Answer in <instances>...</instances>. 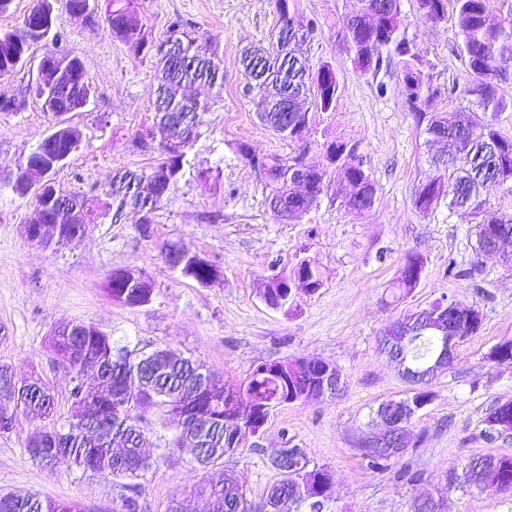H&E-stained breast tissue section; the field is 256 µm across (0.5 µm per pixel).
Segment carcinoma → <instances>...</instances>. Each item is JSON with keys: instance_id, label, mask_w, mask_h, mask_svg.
<instances>
[{"instance_id": "obj_1", "label": "carcinoma", "mask_w": 512, "mask_h": 512, "mask_svg": "<svg viewBox=\"0 0 512 512\" xmlns=\"http://www.w3.org/2000/svg\"><path fill=\"white\" fill-rule=\"evenodd\" d=\"M361 2L362 8L344 24L345 50L355 71L376 74L381 69L383 56H397L404 63L401 81L409 103H416L425 94H434L424 83L414 63L417 56L401 34L400 0ZM415 2L419 15L431 23L442 20L443 14L448 12V3H454V19L463 37L460 52L472 75L464 94L475 97L478 110L460 112L446 127L441 119L429 117L425 132L439 145L440 151L435 157L434 172L415 189L413 203L419 212L426 214L446 196L449 209L473 210L480 217L474 225L477 249L486 253L499 238H512V215L486 211L480 200V190L486 185L512 182V138L502 135L486 119L489 112L503 111L505 101L500 90L512 84V71L505 67L506 62L512 61V18L494 13L490 0ZM59 9L68 13L87 9L89 15H94L92 0H32L29 12L18 26L0 30V77L25 69L27 32L35 31L33 40L39 43L58 40L60 33L54 19ZM106 24L112 37L157 58L156 127L166 131V116L171 113L188 117L187 124L179 131V141L160 144L163 159L151 171L124 170L112 178L109 196L115 205L113 217H119L129 207L140 214L141 223L153 224L161 203L186 175L191 174L215 188L222 185L221 169L197 168L189 159L190 150L201 136V115L211 109L212 103L187 97L180 89L199 82L222 90L223 55L217 41L206 34L185 30L179 20L169 24L167 40L157 45L148 41L129 0H112ZM305 38V33L294 39L280 31L272 50H246L241 56L244 69L254 81L257 116L278 136L291 142L298 141L300 135L295 129L286 128L284 116L296 117L302 124L309 119L312 109L330 110L339 89L338 77L330 66L322 65L313 73L296 56L293 46ZM172 39L184 45L183 56H167L166 45ZM51 57L52 66L29 85L30 94L40 102L55 95L51 112L57 116L83 110V103L93 96V88L82 60L77 55L60 57L53 53ZM285 102L288 103L286 108L283 107ZM81 139V132L72 126L59 127L55 135L43 137L36 151L19 165L22 177L37 183L52 181L51 175L64 162L50 166L45 164L44 156L60 159L72 147L80 146ZM329 148L344 152L335 169L337 177L375 195L374 182L361 164L345 154L346 145L336 142ZM266 164L270 170L269 196L279 199L284 210L305 215L318 206L327 188V170L309 169L303 197L297 199L291 189V161L270 155ZM61 195L62 202L55 201L42 208L43 231L38 244L45 247L59 248L80 241L89 225L103 214L91 196L64 191ZM417 265L425 266V259L420 254H412L400 267L393 282L396 299L409 295L405 280L412 276ZM175 271L204 285L219 271V266L191 254L183 258ZM107 291L112 301L129 308L147 306L155 297L151 280L132 282L117 270L107 277ZM411 317L412 313L408 312L389 322L380 339L381 350L388 355L399 354L406 360L413 375H405L403 379L417 392V397L429 401L433 394V377L424 374V367L437 353L436 339L422 333L400 350L386 346L387 340L396 337ZM48 343L72 374L70 399L79 412L74 422H59L52 389L42 376L36 374L20 382L12 379L9 365L0 364V400L16 414L42 423L33 435L35 450L28 452L29 458L42 467L52 470L58 462L66 460L84 472L90 470L96 475L124 479L128 481L126 488L134 489L132 494L123 497L125 512H143L134 480L151 470L158 458H167L182 448L187 437L193 446L200 447L194 460L203 476L194 487V493L211 501L212 512H270L287 493L293 496L291 503H304L294 491L297 485L294 473L280 471L271 457L268 461L277 470L278 478L257 500L248 497L245 482L224 473V458L238 453L237 449L224 444L226 431L231 427L229 420L237 416L224 414V381L200 360L168 353L161 365L148 367L141 364L138 349L81 321L55 327ZM317 374L315 360L288 368L286 375L267 361L258 364L234 393L258 406L274 405L282 398L287 385L292 387L296 397H303L313 389ZM147 412L165 430V434L158 436L157 447L161 453L157 458L143 451L148 437L141 421ZM483 422L499 433L511 431L512 401L490 404L485 409ZM116 442L123 444L119 452L113 448ZM358 450L373 470L384 472L399 463L401 468L395 472L396 478L410 482L419 479L410 465L402 462L407 452L405 448H383L374 455L363 451L361 446ZM485 460L494 475L512 488V456H487ZM0 512H77V506L37 493L7 492L0 493Z\"/></svg>"}]
</instances>
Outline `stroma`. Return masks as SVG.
<instances>
[{
  "instance_id": "1",
  "label": "stroma",
  "mask_w": 512,
  "mask_h": 512,
  "mask_svg": "<svg viewBox=\"0 0 512 512\" xmlns=\"http://www.w3.org/2000/svg\"><path fill=\"white\" fill-rule=\"evenodd\" d=\"M111 0H99L95 24L58 13L60 39L37 47L78 55L93 87L84 111L66 114L83 133L80 149L53 179L71 193L111 201L107 191L119 170H146L161 160L152 137L156 60L103 30ZM289 15L310 27L300 50L311 68L327 64L339 79L335 106L312 110L304 143L279 138L257 117L250 80L240 64L249 45H270L281 25L275 0H133L132 7L152 42H160L169 23L216 38L224 57V88L204 85L191 94L213 99L206 127L191 152L196 164L221 166L224 185L211 190L186 178L159 209L151 238H140L137 218L121 223L102 216L75 245L44 248L22 230L35 211L34 196H20L0 185V364L16 377L48 379L61 422L73 420L71 375L47 347L60 323L94 324L129 345L155 344L200 359L233 386L259 363L293 357L319 358L343 370L347 387L333 399L284 406L274 411L261 447L246 446L224 461L226 471L244 476L252 498H259L276 472L263 455L275 446L304 449L312 464L328 466L334 485L323 512H410L416 497L444 491L449 512H512V493L475 487L452 488L450 472L470 460L512 455V432L485 435L482 419L491 403L512 401V361L494 362L491 349L512 339V270L498 255L475 249L471 212H452L440 201L429 214L413 204L416 186L431 172L426 119H453L469 100V71L459 55L462 37L453 20L430 24L420 19L413 0H401V31L418 55L424 81L436 95L409 108L402 92L399 58L384 63L378 75L354 72L343 45V22L360 0H288ZM31 72L0 77V98L24 101L23 109L0 112V176L9 177L55 124L30 95ZM386 93H378V83ZM341 141L376 186L374 206L355 212L342 203L347 192L336 174L326 180L320 206L297 221L279 220L271 211L262 173L237 152L246 144L259 157H292L306 152L310 164L324 162L325 144ZM219 265L222 284L203 287L164 263L166 240ZM426 259L421 280L400 302L392 283L408 254ZM309 259L324 275L314 296L298 298L291 312L268 308L259 292L272 275ZM461 276L449 275V264ZM144 272L157 296L146 307L112 301L105 284L113 269ZM476 305L483 314L479 333L458 347L451 366L434 382L432 401L412 422L423 441L405 460L422 472L421 482L397 480L393 473L368 469L355 446L365 432L379 429L375 410L387 399L405 396L408 386L397 368L380 354L377 338L400 313L440 296ZM37 421L20 418L0 435V492H31L79 504L82 512H115L124 482L89 476L59 466L49 471L26 451ZM201 471L193 451L183 448L148 471L138 490L147 512H165L176 497L184 512H208L200 499L188 498Z\"/></svg>"
}]
</instances>
